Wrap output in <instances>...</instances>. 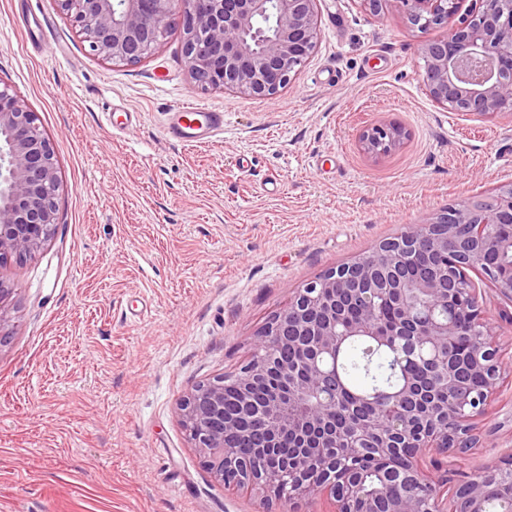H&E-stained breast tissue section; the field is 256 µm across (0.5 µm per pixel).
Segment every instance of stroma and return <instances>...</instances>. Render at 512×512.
<instances>
[{
	"instance_id": "stroma-1",
	"label": "stroma",
	"mask_w": 512,
	"mask_h": 512,
	"mask_svg": "<svg viewBox=\"0 0 512 512\" xmlns=\"http://www.w3.org/2000/svg\"><path fill=\"white\" fill-rule=\"evenodd\" d=\"M319 42L272 99L194 85L172 23L136 64L92 55L52 0H0V86L50 138L61 187L43 247L0 260V512H262L214 480L178 413L237 372L264 324L326 270L409 224L512 185V116L461 117L423 83L401 12L317 0ZM182 103L224 112L200 147L165 137ZM139 113L133 129L112 111ZM402 148L365 154V126ZM477 286L503 348L512 302ZM448 481L512 451V364ZM406 136V131L398 125H374L360 132L359 142L365 153L378 156L400 148Z\"/></svg>"
}]
</instances>
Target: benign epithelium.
I'll return each instance as SVG.
<instances>
[{"label": "benign epithelium", "instance_id": "benign-epithelium-1", "mask_svg": "<svg viewBox=\"0 0 512 512\" xmlns=\"http://www.w3.org/2000/svg\"><path fill=\"white\" fill-rule=\"evenodd\" d=\"M90 51L111 63L148 57L174 19L182 25L185 63L202 88L271 99L291 81L319 40L317 0H52ZM360 0L379 15L400 11L420 31L445 26L442 40L420 50L430 99L459 116L512 115V0ZM406 131L394 124L363 129L365 153L400 148ZM60 178L55 152L23 100L0 88V257L40 249L56 221ZM502 224L512 225V187L474 197L429 224L408 225L372 252L334 267L294 292L258 334L255 350L231 376L236 410L224 412V377L193 386L179 402L182 422L213 478L262 495L263 512L324 492L333 512H488V488L512 502V453L448 487L438 457L448 442L472 445L476 420L500 389L503 359L467 270L512 302V267L488 257L512 251ZM444 256L445 265L430 258ZM393 312L382 326V308ZM479 337L471 371L484 379L472 393L467 372L449 364L460 326L456 310ZM364 338L396 353L405 379L369 410L341 400L329 362L345 343ZM288 383L263 402L249 386L268 370ZM254 444L241 455L224 444L236 432ZM295 440L298 464L276 458L284 437ZM370 455L387 464L383 484L360 493L361 473L347 462Z\"/></svg>", "mask_w": 512, "mask_h": 512}]
</instances>
